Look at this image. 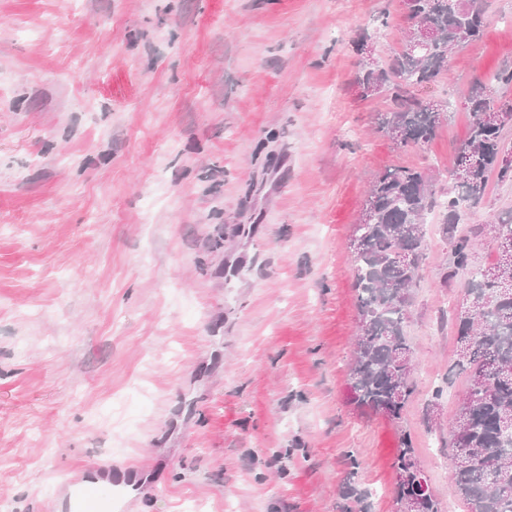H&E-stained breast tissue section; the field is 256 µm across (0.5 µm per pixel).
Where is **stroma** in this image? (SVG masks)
<instances>
[{
    "mask_svg": "<svg viewBox=\"0 0 512 512\" xmlns=\"http://www.w3.org/2000/svg\"><path fill=\"white\" fill-rule=\"evenodd\" d=\"M406 26L400 0H0V512H77L62 481L124 463L141 486L115 512H393L405 431L467 512L442 445L465 384L449 247L429 225L395 424L352 401L349 239L385 169L451 185L471 82L512 67V0L420 89L450 118L404 151L353 43L384 61ZM509 207L493 183L468 210L478 262Z\"/></svg>",
    "mask_w": 512,
    "mask_h": 512,
    "instance_id": "stroma-1",
    "label": "stroma"
}]
</instances>
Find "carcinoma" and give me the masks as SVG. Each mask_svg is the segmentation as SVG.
Instances as JSON below:
<instances>
[{"mask_svg": "<svg viewBox=\"0 0 512 512\" xmlns=\"http://www.w3.org/2000/svg\"><path fill=\"white\" fill-rule=\"evenodd\" d=\"M408 22L398 47L375 69L359 65L355 84L364 99L381 98L376 129L398 148L428 144L446 119L444 101L425 102L415 88L448 69V54L479 39L485 27L484 0H401ZM427 23L441 39L421 54L405 50L411 27ZM512 69L475 82L465 97L472 120L461 147L473 151L475 163L464 179H453L443 193L436 190L432 170L397 167L374 178L354 226L349 249L358 292V334L349 366L354 402L396 421L402 418L414 391V348L407 336L413 289L426 260L427 216L439 212V232L450 251L443 283L467 275L464 292L477 304L471 315L454 310L457 330L455 359L448 373L468 378L448 424V458L458 494L468 512H512V436L501 433L512 423V296L500 293L499 280L484 274L475 261L473 238L458 231L462 209L483 200L489 178L512 183V167L500 164L511 151L505 133L483 125L480 114L512 101ZM494 234L493 265L512 277V208L488 225ZM401 480L395 484V512H407L408 501L421 482V469L411 437L402 435L395 461Z\"/></svg>", "mask_w": 512, "mask_h": 512, "instance_id": "cac0c4a2", "label": "carcinoma"}]
</instances>
